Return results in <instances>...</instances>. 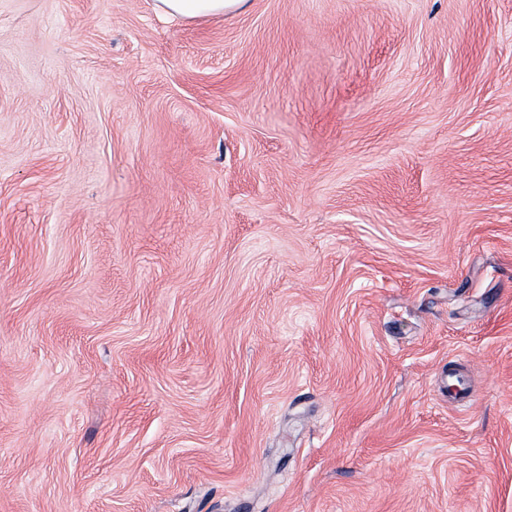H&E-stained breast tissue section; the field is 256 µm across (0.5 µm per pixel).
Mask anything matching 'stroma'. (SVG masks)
I'll use <instances>...</instances> for the list:
<instances>
[{"label":"stroma","mask_w":512,"mask_h":512,"mask_svg":"<svg viewBox=\"0 0 512 512\" xmlns=\"http://www.w3.org/2000/svg\"><path fill=\"white\" fill-rule=\"evenodd\" d=\"M0 512H512V0H0ZM248 0H156L161 12L192 21L204 17L224 16L243 11Z\"/></svg>","instance_id":"35a3bbf8"}]
</instances>
